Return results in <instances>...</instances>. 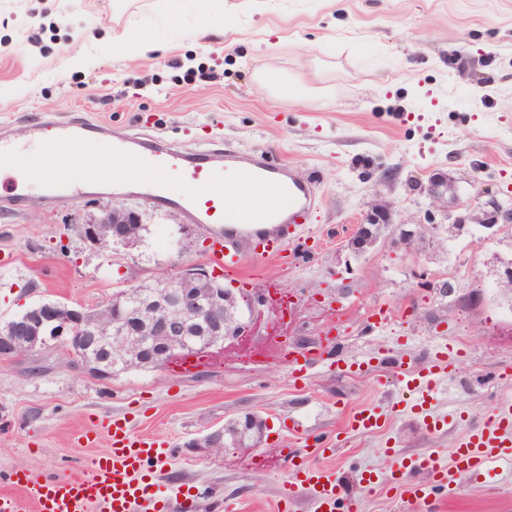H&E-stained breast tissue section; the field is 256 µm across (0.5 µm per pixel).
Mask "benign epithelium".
<instances>
[{"instance_id": "obj_1", "label": "benign epithelium", "mask_w": 512, "mask_h": 512, "mask_svg": "<svg viewBox=\"0 0 512 512\" xmlns=\"http://www.w3.org/2000/svg\"><path fill=\"white\" fill-rule=\"evenodd\" d=\"M393 204L374 203L356 226L352 245L358 249L374 245L380 229L393 223ZM142 223L139 212L129 209L105 210L77 227L78 235L95 248L106 242L133 246L138 237L130 225ZM455 224H480L489 229L511 224L512 211L491 201L479 213L466 207ZM216 277L207 269L188 266L175 277H159L150 291L124 288L106 308L89 311L82 307L40 302L15 317L0 335V360L23 352H34L50 344L65 348L89 374L106 379L112 368L130 362L148 363L162 368L184 356L205 358L224 349V340L248 336L249 322L237 315L236 297L227 289L216 288ZM134 339V345L124 343ZM234 432L222 428L210 432L211 448L226 442L245 445L251 432L263 423L251 414L235 420Z\"/></svg>"}]
</instances>
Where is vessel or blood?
I'll use <instances>...</instances> for the list:
<instances>
[{
	"mask_svg": "<svg viewBox=\"0 0 512 512\" xmlns=\"http://www.w3.org/2000/svg\"><path fill=\"white\" fill-rule=\"evenodd\" d=\"M28 137L33 147L22 150L0 133V166L18 164L26 190L46 193L61 185L77 200L93 187H126L156 207L178 211L190 223L201 225L212 259L228 272L237 270L256 249L280 253L296 233L299 219L314 206L311 184L299 183L290 170L248 152L205 151L188 157L167 143L150 146L142 138L109 137L102 124L71 119L49 128L31 124ZM91 138L103 158L87 166L83 158ZM171 172L177 173V182L168 180ZM228 178L236 192L248 199L236 227L229 230L224 227ZM447 364L448 350L442 347L427 370L399 372L403 402L424 408L434 377ZM381 420L380 412L363 409L353 413L350 427L368 433L380 428ZM106 429L110 447L91 461L86 474L62 482H34L25 473H14L17 491L0 494V512H88L93 505L101 512H136L141 501L153 499L155 475L148 465L164 462L167 449L137 434L123 418L108 420ZM290 459L296 482L314 491L315 512H361L359 499L346 495L330 470L312 464L298 448L291 450ZM511 461L512 408L508 407L491 414L482 428L462 439L452 449L449 465L430 457L414 462V469L426 472L429 480L411 485L409 506L412 512H431L432 489L445 486L451 474L461 471L478 477ZM153 501L155 512H169L167 500Z\"/></svg>",
	"mask_w": 512,
	"mask_h": 512,
	"instance_id": "obj_1",
	"label": "vessel or blood"
}]
</instances>
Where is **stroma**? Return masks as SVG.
Instances as JSON below:
<instances>
[{"mask_svg": "<svg viewBox=\"0 0 512 512\" xmlns=\"http://www.w3.org/2000/svg\"><path fill=\"white\" fill-rule=\"evenodd\" d=\"M199 28L208 36L198 42ZM115 30L145 52L130 57ZM269 71L277 82L266 86ZM47 113L104 123L114 137L160 136L186 155L216 142L258 153L314 183L318 202L304 258L250 254L239 273H219L256 323L203 364L99 379L60 347L0 361V493L14 492L17 471L82 474L108 447L107 419L124 416L174 450L158 492L200 489L173 512H215L224 500L277 512L283 448L316 442L326 451L315 462L362 512H399L394 457L448 463L512 402V295L499 278L512 232H448L460 204L512 207V0H268L260 11L211 0L205 15L195 0H0V125L24 143ZM441 175L453 190L437 203L427 186ZM380 198L394 202V222L355 252V227ZM112 207L141 213V242L88 247L76 225ZM207 245L200 225L121 187L78 201L31 192L19 209L0 206V322L42 301L93 310L137 282L211 267ZM445 281L453 291L440 292ZM278 288L295 302L288 346L270 334ZM379 307L390 321L373 322ZM444 342L453 360L429 419L396 409V369L431 363ZM333 355L371 367L342 371ZM364 407L386 411L382 428L348 429ZM248 413L267 422L257 447L203 448ZM363 471L378 474L373 489L355 483ZM430 502L434 512H512V484L458 474Z\"/></svg>", "mask_w": 512, "mask_h": 512, "instance_id": "obj_1", "label": "stroma"}]
</instances>
